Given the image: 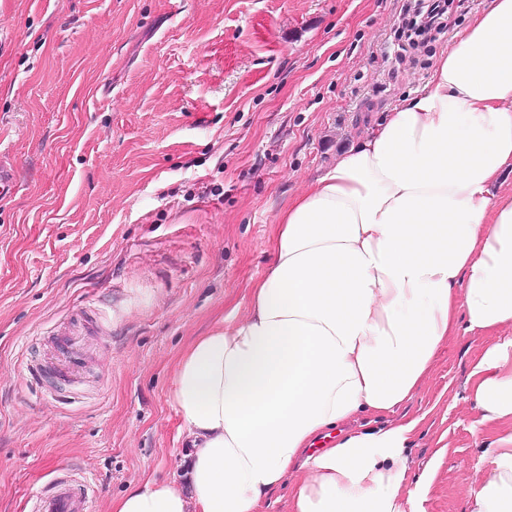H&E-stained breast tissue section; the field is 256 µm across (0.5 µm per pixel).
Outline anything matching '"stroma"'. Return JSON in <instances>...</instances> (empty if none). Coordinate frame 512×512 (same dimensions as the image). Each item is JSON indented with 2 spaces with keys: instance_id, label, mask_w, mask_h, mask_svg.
Segmentation results:
<instances>
[{
  "instance_id": "1",
  "label": "stroma",
  "mask_w": 512,
  "mask_h": 512,
  "mask_svg": "<svg viewBox=\"0 0 512 512\" xmlns=\"http://www.w3.org/2000/svg\"><path fill=\"white\" fill-rule=\"evenodd\" d=\"M399 0H0V512L70 474L94 512L181 469L189 343L271 260L280 212L421 91ZM81 365L54 366L68 334ZM499 333L456 332L391 419L424 512H463L486 433L466 380Z\"/></svg>"
}]
</instances>
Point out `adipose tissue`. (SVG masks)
I'll list each match as a JSON object with an SVG mask.
<instances>
[{
    "label": "adipose tissue",
    "instance_id": "1",
    "mask_svg": "<svg viewBox=\"0 0 512 512\" xmlns=\"http://www.w3.org/2000/svg\"><path fill=\"white\" fill-rule=\"evenodd\" d=\"M512 0H488L425 89L370 121L278 219L242 317L197 337L171 398L187 453L110 512H407L415 422L389 417L456 328L502 331L472 375L488 424L466 512H512ZM382 420L376 431L357 417Z\"/></svg>",
    "mask_w": 512,
    "mask_h": 512
}]
</instances>
